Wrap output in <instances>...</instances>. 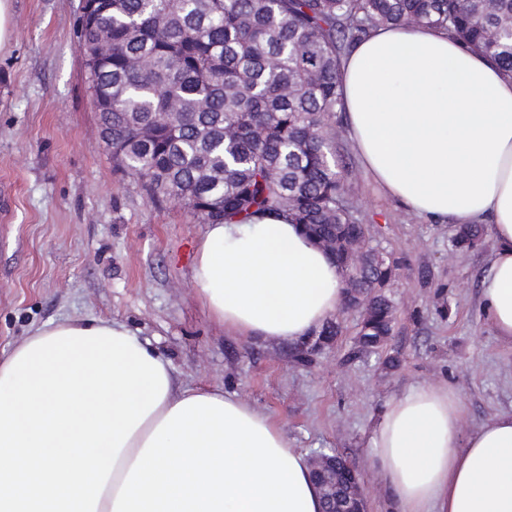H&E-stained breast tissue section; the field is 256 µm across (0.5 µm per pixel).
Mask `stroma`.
Masks as SVG:
<instances>
[{"label":"stroma","instance_id":"stroma-1","mask_svg":"<svg viewBox=\"0 0 512 512\" xmlns=\"http://www.w3.org/2000/svg\"><path fill=\"white\" fill-rule=\"evenodd\" d=\"M79 6L12 0L10 39L0 48V352L49 322L125 324L182 382L271 415L309 457L343 454L360 474L368 512H390L369 437L392 395L451 383L466 431L512 408V348L479 304L490 238L458 247L456 228L402 208L365 174L336 113L349 196L373 246L400 262L387 290L393 334L378 352H359L360 313L343 308V333L326 348L228 335L190 280L205 224L177 202L151 200L112 163L87 90ZM303 349L310 364L298 359Z\"/></svg>","mask_w":512,"mask_h":512}]
</instances>
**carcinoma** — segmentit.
Instances as JSON below:
<instances>
[{"mask_svg": "<svg viewBox=\"0 0 512 512\" xmlns=\"http://www.w3.org/2000/svg\"><path fill=\"white\" fill-rule=\"evenodd\" d=\"M112 53L88 59V89L112 161L154 200L176 198L206 224L286 215L370 296L359 352L392 334L382 292L399 262L369 244L338 149L344 49L387 24H427L512 76V0H102ZM474 247L482 228L459 229Z\"/></svg>", "mask_w": 512, "mask_h": 512, "instance_id": "carcinoma-1", "label": "carcinoma"}]
</instances>
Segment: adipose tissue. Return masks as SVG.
Segmentation results:
<instances>
[{"label": "adipose tissue", "instance_id": "adipose-tissue-1", "mask_svg": "<svg viewBox=\"0 0 512 512\" xmlns=\"http://www.w3.org/2000/svg\"><path fill=\"white\" fill-rule=\"evenodd\" d=\"M369 177L403 208L486 225L481 302L512 347V77L445 31L382 26L341 63ZM191 282L244 340L297 344L343 304L335 258L287 217L208 225ZM453 386L418 384L373 421L394 512H512V409L461 426ZM306 453L270 416L179 383L124 324L47 323L0 355V512H323Z\"/></svg>", "mask_w": 512, "mask_h": 512}]
</instances>
